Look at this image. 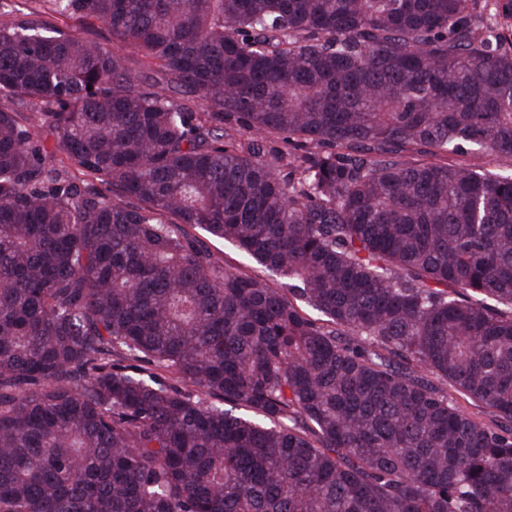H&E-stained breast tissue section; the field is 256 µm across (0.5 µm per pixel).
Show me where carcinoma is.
<instances>
[{"instance_id":"obj_1","label":"carcinoma","mask_w":512,"mask_h":512,"mask_svg":"<svg viewBox=\"0 0 512 512\" xmlns=\"http://www.w3.org/2000/svg\"><path fill=\"white\" fill-rule=\"evenodd\" d=\"M28 3L0 512H512V0ZM198 233L201 237L205 236L204 240L207 245L218 257L224 259V262L233 266L241 267L252 275L265 277L270 280L271 284L275 283L280 285V280L278 278L272 276L264 267L257 264L254 260L246 257L230 243L224 242L222 239L212 237L207 234L201 235V233H203L201 231Z\"/></svg>"}]
</instances>
